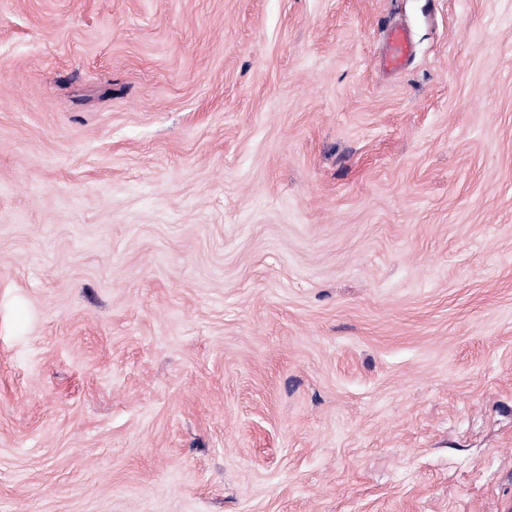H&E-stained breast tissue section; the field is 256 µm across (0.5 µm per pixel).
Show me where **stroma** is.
<instances>
[{
	"label": "stroma",
	"mask_w": 512,
	"mask_h": 512,
	"mask_svg": "<svg viewBox=\"0 0 512 512\" xmlns=\"http://www.w3.org/2000/svg\"><path fill=\"white\" fill-rule=\"evenodd\" d=\"M0 512H512V0H0ZM413 56V46L407 29L393 27L388 30L383 55V66L389 72L405 69Z\"/></svg>",
	"instance_id": "obj_1"
}]
</instances>
